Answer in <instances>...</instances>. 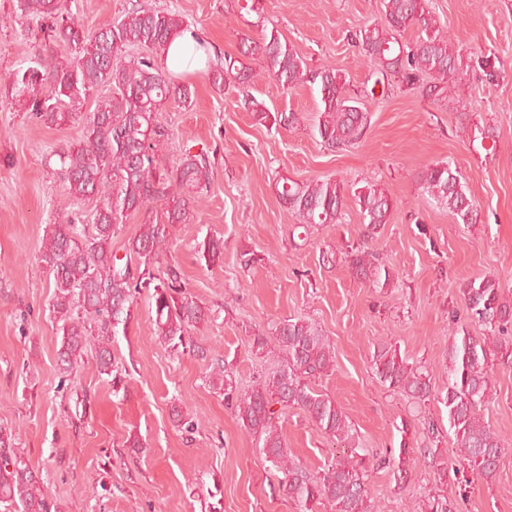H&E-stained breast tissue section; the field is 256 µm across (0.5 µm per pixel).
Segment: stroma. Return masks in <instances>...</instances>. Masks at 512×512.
I'll use <instances>...</instances> for the list:
<instances>
[{
	"instance_id": "1",
	"label": "stroma",
	"mask_w": 512,
	"mask_h": 512,
	"mask_svg": "<svg viewBox=\"0 0 512 512\" xmlns=\"http://www.w3.org/2000/svg\"><path fill=\"white\" fill-rule=\"evenodd\" d=\"M236 2L61 0L64 14L87 31L142 3L178 12L219 56H241L243 38L272 29L309 68L335 67L349 94L360 96L372 67L351 36L380 20L382 0H257L258 27L235 15ZM428 6L455 49L496 57V79L468 71L444 106L397 85L365 99L370 127L355 147H325L314 129L316 89L303 84L283 92L264 74L259 56H242L255 78L235 93L219 91L200 71L182 74L194 92L188 105L164 109L160 121L172 148L158 163L173 168L179 148L205 152L214 174L207 192L190 203L186 222L171 226L157 267L180 265L186 288L207 310L190 335L208 355L176 353L161 343L151 291L140 289L130 319L112 338V361L127 374L125 392L116 394L98 371L95 346H87L72 369L59 365L62 323L52 311L53 278L38 260L46 225L88 224L96 206L92 198L68 200L52 154L81 138L98 99L112 89L93 92L64 125L23 111L8 74L36 55L62 59L66 51L48 40L44 25L16 18L13 0H0V426L42 472L59 512H298L254 437L208 382L214 357L243 389L268 367L284 364L282 350L260 358L252 344L287 318L314 323L333 344L335 367L312 386L336 400L350 425L348 438L337 439L300 409L279 414L295 463L314 475L353 446L387 456L398 450L399 427L408 422L416 431L408 484L398 489L391 467L371 470L374 512H408L413 499L439 489L457 500L460 512H512V365L495 368L480 410L505 446L493 480L459 487L461 458L443 403L457 328L475 337L486 332L467 309L462 288L494 277L502 301L512 304V0H429ZM247 94L270 111L294 113L295 122L259 123L243 104ZM482 119L494 127L495 149L471 138L470 124ZM442 161L460 172L478 204V223H457L422 190L421 171ZM280 177L381 185L394 202L391 218L366 234L350 203L338 223L311 228L306 245L294 247V218L274 189ZM216 236L224 240V256L205 263L198 247ZM361 243L392 267L390 287L365 286L350 273L343 252ZM245 252L254 263L243 264ZM380 341L422 367L433 388L428 401L382 385L372 369ZM177 408L192 416V431L176 421ZM431 424L438 439L429 437ZM432 445L450 469L441 488L434 464L420 453Z\"/></svg>"
}]
</instances>
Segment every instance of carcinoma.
I'll return each instance as SVG.
<instances>
[{
	"label": "carcinoma",
	"instance_id": "1",
	"mask_svg": "<svg viewBox=\"0 0 512 512\" xmlns=\"http://www.w3.org/2000/svg\"><path fill=\"white\" fill-rule=\"evenodd\" d=\"M382 23L360 31L361 48L374 64L375 83L385 80L414 88L420 77L430 79L423 91L433 100L446 99L449 85L471 68L482 70L488 79L496 76L495 62L488 55H467L451 47L442 35L426 0H382ZM20 18L51 22L50 30L65 45L67 59L61 62L39 57L34 64L10 74L16 104L55 124L67 123L77 115L95 90L104 85L116 88L114 95L98 102L86 122L84 136L76 147L57 153L67 190L75 199L96 198L92 215L94 233L81 232L76 224H51L42 239L40 262L53 276L56 292L53 312L62 325L58 350L60 363L71 365L83 356L90 339L98 342L97 364L102 374L112 377V387L123 383L114 373L112 336L130 317V304L141 288H153L158 337L173 348L199 347L190 336L192 328L205 320L204 309L186 290L183 273L169 265L155 276L149 264L168 243L169 226L187 219L189 200L182 190L198 193L208 189L213 166L207 153L183 151L176 168L159 171L156 156L168 144L169 134L159 114L168 105L184 106L191 99V85L179 82L154 56L165 52L188 29L183 18L172 11L139 7L121 19L110 21L86 35L78 26L60 20V0H15ZM413 27L418 36L399 44L398 35ZM244 53L259 54L265 72L284 89L302 83L317 88L322 103L315 130L324 145L334 150L360 143L370 126L364 104L347 94L344 75L329 66L309 69L297 51L275 33L260 39L244 38ZM206 77L218 87L230 79L242 83L251 71L236 57L206 61ZM259 120L272 124L293 122V115L270 111L264 102L248 101ZM278 196L308 229L316 224H336L347 205V186L335 179L297 183L280 178ZM421 187L447 206L457 222L478 223L476 203L466 194L457 169L449 163H434L421 175ZM361 223L372 232L388 223L394 202L376 184L352 193ZM165 202L163 220L141 225L128 241L133 267L112 259V237L127 218L154 201ZM198 253L207 263L224 255V240H204ZM348 269L360 283L387 288L394 280L388 264L363 245L344 252ZM467 308L488 335L475 338L468 333L448 347V432L455 437L461 457L471 471L485 481L497 475L504 447L493 430L482 423L477 412L491 392L494 363L512 365V306L500 301V284L494 278L473 281L461 289ZM275 342L287 355L285 364L261 378L247 391H240L217 360L210 383L224 391V401L242 426L258 440L265 461L277 472L282 490L299 507V512H317L324 503L333 512H372L366 486L368 472L381 464L393 468L397 481H407L410 454L404 437L411 425L399 428L403 440L398 454L377 460L351 448L324 465L313 476L290 462L285 439L274 423L276 414L288 408L302 410L307 419L325 434L339 438L347 434L346 414L327 394L316 391L311 380L333 370L335 352L315 325L301 319H285L275 329ZM377 377L388 388L418 403L428 400L430 380L425 372L398 355L390 343H380L372 355ZM279 406L274 410L273 406ZM0 503L16 512H58L43 487L41 476L15 447L12 433L0 427ZM455 502L444 494L430 495L413 506V512H455Z\"/></svg>",
	"mask_w": 512,
	"mask_h": 512
}]
</instances>
